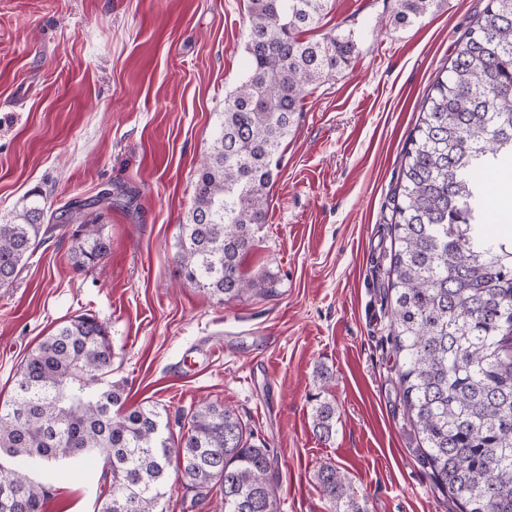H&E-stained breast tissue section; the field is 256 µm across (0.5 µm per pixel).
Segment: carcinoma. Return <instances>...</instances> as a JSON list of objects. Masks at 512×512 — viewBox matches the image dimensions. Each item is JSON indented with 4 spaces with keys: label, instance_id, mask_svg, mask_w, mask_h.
Returning a JSON list of instances; mask_svg holds the SVG:
<instances>
[{
    "label": "carcinoma",
    "instance_id": "obj_1",
    "mask_svg": "<svg viewBox=\"0 0 512 512\" xmlns=\"http://www.w3.org/2000/svg\"><path fill=\"white\" fill-rule=\"evenodd\" d=\"M435 0H398L410 25ZM328 0H247L248 70L224 97L210 153L174 261L184 281L220 303L277 296L276 280L243 261L266 224L281 147L295 131L307 88L342 74L358 53L351 31L305 40ZM512 168V0H488L420 104L393 196L395 292L391 335L407 413L421 434L434 484L463 512H512V227L491 232L478 172ZM133 196L100 191L51 209L34 191L0 222V288L13 283L53 228L71 226L70 261L96 270L110 248L102 210ZM99 209L92 220L84 215ZM0 409V512H45L52 489L13 465L98 456L99 512H158L176 472L192 503L219 512H278L269 449L232 409L202 404L180 415L126 407L112 381V339L89 315L59 324L15 373ZM336 404L316 399L313 432L328 439ZM336 512H367L335 465L316 474Z\"/></svg>",
    "mask_w": 512,
    "mask_h": 512
}]
</instances>
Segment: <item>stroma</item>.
<instances>
[{
    "label": "stroma",
    "mask_w": 512,
    "mask_h": 512,
    "mask_svg": "<svg viewBox=\"0 0 512 512\" xmlns=\"http://www.w3.org/2000/svg\"><path fill=\"white\" fill-rule=\"evenodd\" d=\"M487 0H440L417 23L396 0H329L304 39L353 31L350 68L309 87L283 143L267 222L243 269L277 297L217 303L174 262L224 97L247 69L246 0H0V219L31 189L54 206L105 188L135 192L104 212L110 250L75 270L65 231L0 288V407L56 324L108 325L112 378L130 403L168 413L232 407L270 450L279 512H334L316 472L334 464L368 512H462L423 464L391 343L393 193L418 105ZM333 375L336 428L311 427L312 376ZM52 483L47 512H97L101 462H26Z\"/></svg>",
    "instance_id": "35a3bbf8"
}]
</instances>
